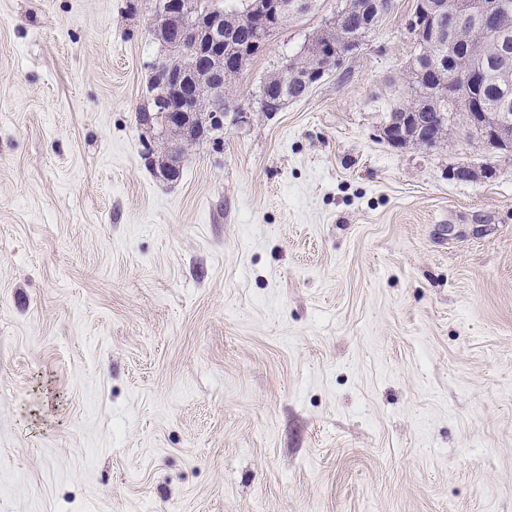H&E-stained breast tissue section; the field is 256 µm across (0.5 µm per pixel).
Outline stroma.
I'll use <instances>...</instances> for the list:
<instances>
[{
  "label": "stroma",
  "instance_id": "1",
  "mask_svg": "<svg viewBox=\"0 0 512 512\" xmlns=\"http://www.w3.org/2000/svg\"><path fill=\"white\" fill-rule=\"evenodd\" d=\"M415 4L169 181L155 0H0V512H512V157L380 138Z\"/></svg>",
  "mask_w": 512,
  "mask_h": 512
}]
</instances>
